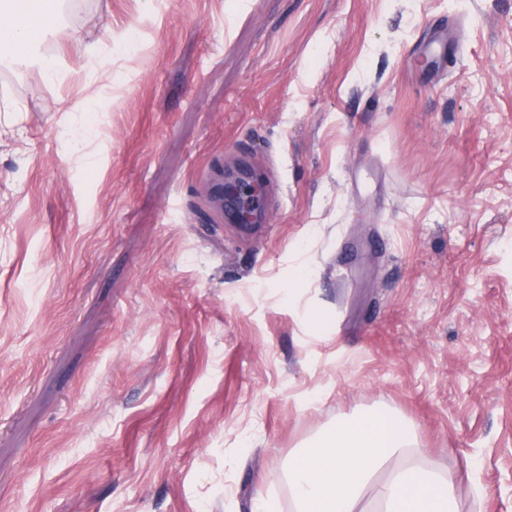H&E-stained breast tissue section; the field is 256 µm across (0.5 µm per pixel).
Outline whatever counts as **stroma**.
I'll use <instances>...</instances> for the list:
<instances>
[{
    "instance_id": "obj_1",
    "label": "stroma",
    "mask_w": 512,
    "mask_h": 512,
    "mask_svg": "<svg viewBox=\"0 0 512 512\" xmlns=\"http://www.w3.org/2000/svg\"><path fill=\"white\" fill-rule=\"evenodd\" d=\"M43 50L0 69V512H293L365 411L512 512V0H69ZM258 192V184L254 180L241 179L225 185L224 195L229 200V207L237 223H252L254 212L259 208L257 206Z\"/></svg>"
}]
</instances>
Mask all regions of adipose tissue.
Instances as JSON below:
<instances>
[{
  "label": "adipose tissue",
  "instance_id": "1",
  "mask_svg": "<svg viewBox=\"0 0 512 512\" xmlns=\"http://www.w3.org/2000/svg\"><path fill=\"white\" fill-rule=\"evenodd\" d=\"M44 0H0V61L54 73L58 62L31 39L30 16ZM414 435L403 421L362 412L306 446L288 464L294 512H457L458 476L428 467L412 450ZM401 456V467H391Z\"/></svg>",
  "mask_w": 512,
  "mask_h": 512
}]
</instances>
